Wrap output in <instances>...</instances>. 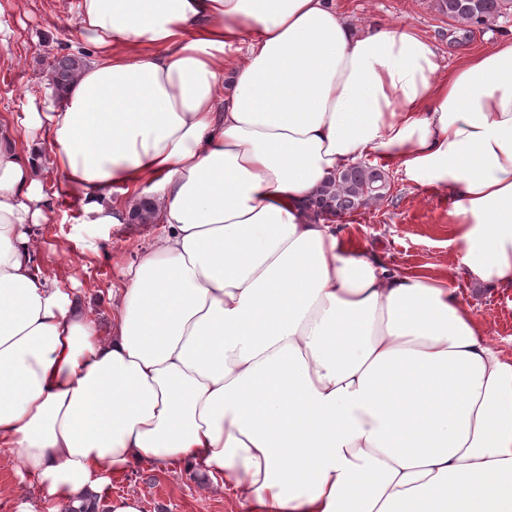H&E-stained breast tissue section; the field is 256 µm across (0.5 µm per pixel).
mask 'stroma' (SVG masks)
<instances>
[{
  "label": "stroma",
  "instance_id": "obj_1",
  "mask_svg": "<svg viewBox=\"0 0 512 512\" xmlns=\"http://www.w3.org/2000/svg\"><path fill=\"white\" fill-rule=\"evenodd\" d=\"M355 26H380L405 20L431 40L443 66L502 42H512V9L492 22L463 31L460 23L441 14L436 0H335ZM77 0H0V114L19 112L25 90L50 98L48 67L55 56L88 51L75 13ZM390 182V197L347 216L337 232L410 276L447 282L471 307L473 315L505 359L512 361V289L477 290L457 273V247L451 241L448 192L404 183L394 165H382ZM55 192L54 212L35 228L43 274L62 282L83 298L101 331L112 320L110 288L119 286L123 270L138 261L156 224L100 226L82 221L80 198L57 172H49ZM207 472L160 470L143 463L135 471L112 477L108 497L134 495L142 512H249L214 489ZM33 479L18 474L10 455L0 451V512H18L20 494H34Z\"/></svg>",
  "mask_w": 512,
  "mask_h": 512
}]
</instances>
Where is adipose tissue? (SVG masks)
I'll use <instances>...</instances> for the list:
<instances>
[{"label":"adipose tissue","instance_id":"1","mask_svg":"<svg viewBox=\"0 0 512 512\" xmlns=\"http://www.w3.org/2000/svg\"><path fill=\"white\" fill-rule=\"evenodd\" d=\"M96 53L0 118V451L57 512L148 462L256 512H512V363L443 282L306 203L375 154L441 187L459 271L512 288V43L446 70L408 23L332 0H79ZM83 221L162 230L101 335L43 278V164ZM120 197H113V190Z\"/></svg>","mask_w":512,"mask_h":512}]
</instances>
